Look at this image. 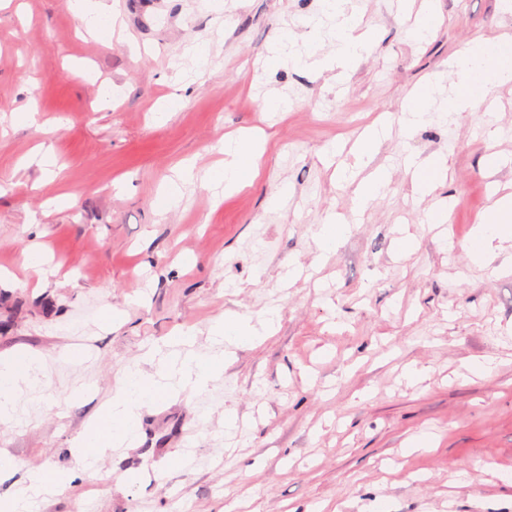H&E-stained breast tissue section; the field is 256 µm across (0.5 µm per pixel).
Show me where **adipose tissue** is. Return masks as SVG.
<instances>
[{
    "instance_id": "obj_1",
    "label": "adipose tissue",
    "mask_w": 512,
    "mask_h": 512,
    "mask_svg": "<svg viewBox=\"0 0 512 512\" xmlns=\"http://www.w3.org/2000/svg\"><path fill=\"white\" fill-rule=\"evenodd\" d=\"M336 21L333 32L335 61L343 72L353 70L367 52L370 39L357 29L356 23L344 13L340 0H324ZM453 92L443 103L442 112H464L481 106L493 88L512 81V39L503 38L487 44L474 42L454 59L448 74ZM435 89L425 83L407 97L399 117L405 134L425 124L433 116ZM221 151L224 160L209 169L206 182L232 191L250 185L259 173L261 150L250 137L225 135ZM512 239V192L492 195L489 205L478 220L466 249L477 264L485 263L493 241ZM269 321L251 324L237 315L225 316L212 329L213 351L201 355L191 351L190 334H182L179 349L164 355L155 351L144 354V361L153 363L154 371L140 366L128 368L115 395L97 415L90 428L74 442L73 448L85 468H92L109 448L131 445L139 439L138 419L141 410L161 397L185 391H197L218 379L224 372L227 353L224 344L249 345L264 336ZM44 368L43 359L31 353H18L0 358V422L13 419L18 411L21 385L34 384ZM70 480L67 471L51 469L36 473L28 487L0 498V512H30L32 500L42 489H64Z\"/></svg>"
}]
</instances>
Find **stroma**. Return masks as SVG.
I'll return each mask as SVG.
<instances>
[{
	"mask_svg": "<svg viewBox=\"0 0 512 512\" xmlns=\"http://www.w3.org/2000/svg\"><path fill=\"white\" fill-rule=\"evenodd\" d=\"M104 2L121 23L107 41L69 0H0V355L46 362L19 417L0 422L14 462L0 497L60 468L70 486L35 512H512V240L493 242L484 265L465 250L490 196L512 186V83L412 137L395 127L416 86L447 97L467 44L512 37V11L434 0L440 21L417 40L409 16L424 0H349L372 39L342 78L265 65L291 33L332 55L329 25L313 23L320 0ZM194 45L208 61L189 78ZM270 95L293 109L261 111ZM30 102L36 124L13 125ZM373 125L391 129L372 161L390 183L359 212L368 171L352 148ZM250 129L262 133L259 174L216 199L199 178L225 134ZM40 144L56 176L34 160ZM413 152L448 156L431 196L413 193ZM188 162L196 181L160 211ZM439 205L448 223H426ZM331 215L351 231L324 255L314 234ZM403 236L417 242L406 255ZM33 250L43 274L24 263ZM270 311V335L230 347L206 388L144 409L139 442L84 472L72 443L145 349L189 329L203 353L225 315ZM74 346L84 360L66 359ZM422 435L429 449L414 447ZM176 455L184 466H168Z\"/></svg>",
	"mask_w": 512,
	"mask_h": 512,
	"instance_id": "35a3bbf8",
	"label": "stroma"
}]
</instances>
